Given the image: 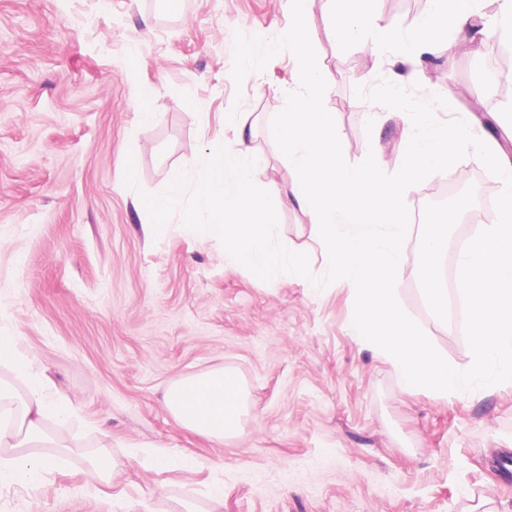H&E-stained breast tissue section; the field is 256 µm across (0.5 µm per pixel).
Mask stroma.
Wrapping results in <instances>:
<instances>
[{
  "label": "stroma",
  "instance_id": "obj_1",
  "mask_svg": "<svg viewBox=\"0 0 512 512\" xmlns=\"http://www.w3.org/2000/svg\"><path fill=\"white\" fill-rule=\"evenodd\" d=\"M427 0H372L359 36L337 41L342 0H310L306 23L329 89L345 160L367 153L392 173L403 127L356 86L399 79L420 100L441 95L438 119L473 124L465 106L496 95L499 43L485 11L477 53L441 55L444 84L423 61L392 66L369 43L396 22L410 35ZM291 24L289 0H0V334L15 337L51 398L70 403L48 423L70 449L32 483H1L0 512H512V387L448 398L403 391L393 366L350 329L349 288L282 274L264 281L224 260L219 239L173 215L155 233L139 191L159 193L186 162L244 129L262 179L288 192L292 173L270 121L295 90V60L275 56L236 86L234 36L267 40ZM374 63L359 69L358 60ZM154 91L160 122L141 121L136 89ZM236 122H229L230 111ZM136 187L125 183L127 158ZM275 236L324 275L308 215L285 199ZM418 238L405 248L400 305L438 352L467 369L465 334L436 318L418 283ZM248 392L241 430L218 443L183 428L164 404L173 382L216 368ZM160 446L189 469L163 468L137 446ZM121 461L110 486L87 460Z\"/></svg>",
  "mask_w": 512,
  "mask_h": 512
}]
</instances>
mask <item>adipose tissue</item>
I'll return each instance as SVG.
<instances>
[{
    "label": "adipose tissue",
    "mask_w": 512,
    "mask_h": 512,
    "mask_svg": "<svg viewBox=\"0 0 512 512\" xmlns=\"http://www.w3.org/2000/svg\"><path fill=\"white\" fill-rule=\"evenodd\" d=\"M474 3L430 0L428 14L413 34L400 36L390 24L378 30L373 45L404 63L414 49L436 52L445 29H453L461 41H468L475 21ZM0 366L25 383L24 392L16 396L0 387V482H32L56 464L55 458L37 453L36 448L44 438L47 421L64 417L67 406L47 399L44 381L33 374L14 337L0 336ZM246 404L243 382L221 368L181 378L165 395L167 409L184 428L215 441L237 432Z\"/></svg>",
    "instance_id": "1"
}]
</instances>
